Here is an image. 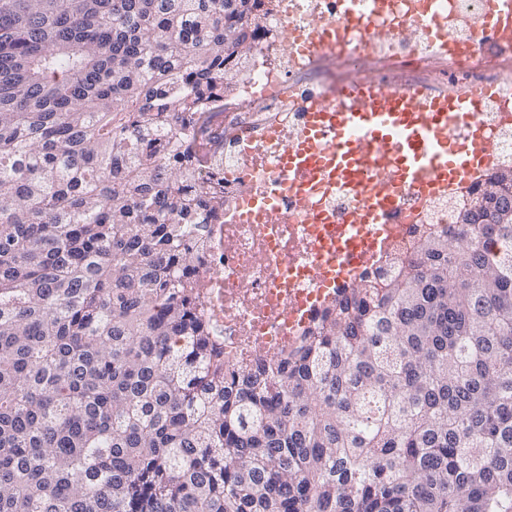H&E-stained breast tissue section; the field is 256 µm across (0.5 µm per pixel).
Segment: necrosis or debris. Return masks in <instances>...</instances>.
I'll return each instance as SVG.
<instances>
[{"mask_svg": "<svg viewBox=\"0 0 512 512\" xmlns=\"http://www.w3.org/2000/svg\"><path fill=\"white\" fill-rule=\"evenodd\" d=\"M363 22L343 19L338 0H276L260 61L230 96L208 101L214 136L195 140L200 182L227 203L209 225L197 311L224 334V362L235 367L274 356L313 327L330 298L312 276L325 258L322 242L355 204L320 177L290 180L278 164L308 112L328 106L326 93L360 82L355 47L371 56L384 83L447 104L448 88L481 97L476 118L492 145L491 167L512 163V34H490L473 21L488 0H445L443 36L429 31L427 0H383ZM335 38L320 55L307 50L326 30ZM457 193L423 199L404 192L385 250L373 262L414 254L428 236L448 231Z\"/></svg>", "mask_w": 512, "mask_h": 512, "instance_id": "1", "label": "necrosis or debris"}]
</instances>
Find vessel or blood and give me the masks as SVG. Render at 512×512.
<instances>
[{
  "label": "vessel or blood",
  "instance_id": "b4317fda",
  "mask_svg": "<svg viewBox=\"0 0 512 512\" xmlns=\"http://www.w3.org/2000/svg\"><path fill=\"white\" fill-rule=\"evenodd\" d=\"M480 26L494 31L511 28L512 0H492ZM342 96L346 107L311 116L282 163L299 179L316 173L355 190L358 209L353 221L373 227L367 251H359L357 238L346 242L361 264L384 248L383 226L399 208L403 191L436 195L469 183L488 163L490 146L484 134L473 129L456 140L448 136L449 113L472 112V96L457 95L444 107L397 92L375 101L361 88L343 90ZM388 169L398 173L395 184L378 177Z\"/></svg>",
  "mask_w": 512,
  "mask_h": 512
}]
</instances>
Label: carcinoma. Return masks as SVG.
Returning <instances> with one entry per match:
<instances>
[{
    "mask_svg": "<svg viewBox=\"0 0 512 512\" xmlns=\"http://www.w3.org/2000/svg\"><path fill=\"white\" fill-rule=\"evenodd\" d=\"M270 6L0 0V512H512V217L248 366L195 310L184 115Z\"/></svg>",
    "mask_w": 512,
    "mask_h": 512,
    "instance_id": "obj_1",
    "label": "carcinoma"
}]
</instances>
